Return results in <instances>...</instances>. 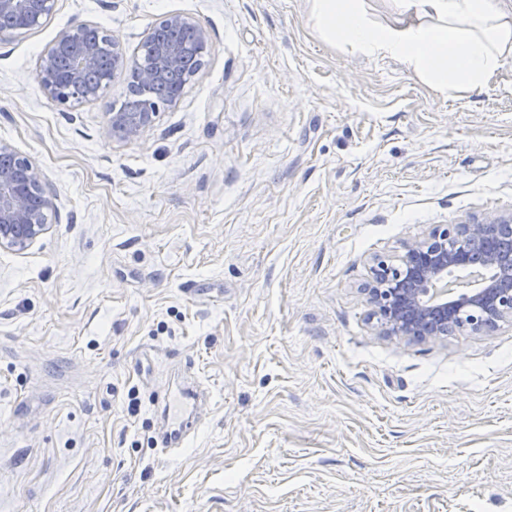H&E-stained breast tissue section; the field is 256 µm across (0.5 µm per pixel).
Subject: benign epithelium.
<instances>
[{
    "instance_id": "1",
    "label": "benign epithelium",
    "mask_w": 512,
    "mask_h": 512,
    "mask_svg": "<svg viewBox=\"0 0 512 512\" xmlns=\"http://www.w3.org/2000/svg\"><path fill=\"white\" fill-rule=\"evenodd\" d=\"M56 4L57 0H0V21L19 19L30 29L50 17ZM159 26L190 33L193 44L204 49L210 42L207 28L187 14H168ZM145 41L152 44V52L142 58L127 54L98 25L67 27L41 54L35 81L53 101L69 108L99 101L119 72L146 86L177 73L186 75L188 85L198 75L186 73L187 44L159 38L153 28ZM160 109L159 103L146 99L136 112L114 110L108 113L106 135L121 142L137 141L154 128ZM52 208V193L36 163L0 141V247L29 248L48 232ZM502 239L512 243L511 214L439 225L427 237L406 243L398 263L376 260L364 294L374 307L379 334L436 340L456 329L483 333L512 320V252L491 246ZM473 260L493 274H475L468 290L453 293L460 283L448 276Z\"/></svg>"
}]
</instances>
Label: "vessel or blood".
<instances>
[{
	"label": "vessel or blood",
	"mask_w": 512,
	"mask_h": 512,
	"mask_svg": "<svg viewBox=\"0 0 512 512\" xmlns=\"http://www.w3.org/2000/svg\"><path fill=\"white\" fill-rule=\"evenodd\" d=\"M209 398V390L190 371L177 383L153 392L150 404L162 421L158 446L169 452L188 447L197 431L198 410Z\"/></svg>",
	"instance_id": "b4317fda"
}]
</instances>
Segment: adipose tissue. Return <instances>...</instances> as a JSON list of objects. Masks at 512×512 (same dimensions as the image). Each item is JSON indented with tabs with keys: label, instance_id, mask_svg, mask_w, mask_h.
<instances>
[{
	"label": "adipose tissue",
	"instance_id": "1",
	"mask_svg": "<svg viewBox=\"0 0 512 512\" xmlns=\"http://www.w3.org/2000/svg\"><path fill=\"white\" fill-rule=\"evenodd\" d=\"M430 22L373 28L355 0H313L318 28L368 56H391L441 89L483 91L512 57V9L505 0H402Z\"/></svg>",
	"mask_w": 512,
	"mask_h": 512
}]
</instances>
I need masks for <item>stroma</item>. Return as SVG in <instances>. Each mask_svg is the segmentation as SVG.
I'll use <instances>...</instances> for the list:
<instances>
[{
    "mask_svg": "<svg viewBox=\"0 0 512 512\" xmlns=\"http://www.w3.org/2000/svg\"><path fill=\"white\" fill-rule=\"evenodd\" d=\"M174 12L210 54L138 141L105 133L125 75L67 109L34 80L66 27L131 53ZM0 141L54 194L49 231L0 249V512H512V321L384 337L362 292L435 225L512 213V61L448 92L311 0H58L0 36ZM180 362L213 400L165 452L149 392ZM159 26L172 31L189 32L192 35L193 44L203 49H206L210 42V34L207 28L187 14H168L159 23Z\"/></svg>",
    "mask_w": 512,
    "mask_h": 512,
    "instance_id": "stroma-1",
    "label": "stroma"
}]
</instances>
